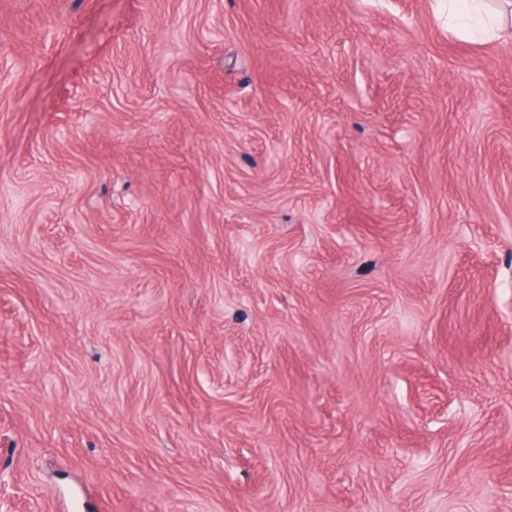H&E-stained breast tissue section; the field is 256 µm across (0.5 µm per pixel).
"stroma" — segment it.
Returning a JSON list of instances; mask_svg holds the SVG:
<instances>
[{
    "label": "stroma",
    "instance_id": "35a3bbf8",
    "mask_svg": "<svg viewBox=\"0 0 512 512\" xmlns=\"http://www.w3.org/2000/svg\"><path fill=\"white\" fill-rule=\"evenodd\" d=\"M0 512H512V39L0 0Z\"/></svg>",
    "mask_w": 512,
    "mask_h": 512
}]
</instances>
